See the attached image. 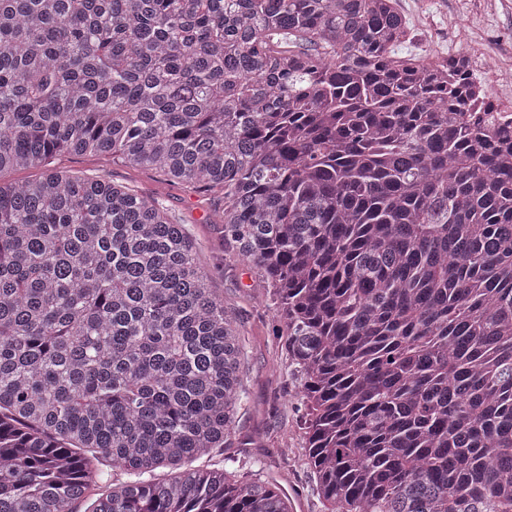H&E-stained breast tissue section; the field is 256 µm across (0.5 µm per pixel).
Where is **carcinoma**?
Masks as SVG:
<instances>
[{
    "mask_svg": "<svg viewBox=\"0 0 512 512\" xmlns=\"http://www.w3.org/2000/svg\"><path fill=\"white\" fill-rule=\"evenodd\" d=\"M395 0H0V512H291L196 467L240 333L164 196L265 277L330 512H512V152ZM129 480L114 483L115 471ZM57 165L77 175L106 173L119 183H127L145 194L154 193L159 187L161 176L153 171H134L105 157L70 155L56 161Z\"/></svg>",
    "mask_w": 512,
    "mask_h": 512,
    "instance_id": "carcinoma-1",
    "label": "carcinoma"
}]
</instances>
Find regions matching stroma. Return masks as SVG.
<instances>
[{
    "mask_svg": "<svg viewBox=\"0 0 512 512\" xmlns=\"http://www.w3.org/2000/svg\"><path fill=\"white\" fill-rule=\"evenodd\" d=\"M399 2L411 24L425 28L428 35L416 44L397 48V55L456 53L474 45L490 57L512 55L511 10L486 12L471 28L466 24L471 0ZM59 165L77 175L108 174L113 181L145 194L161 188L158 173L134 171L105 157L71 155L60 159ZM165 190L172 215L191 232L200 259L244 338V385L235 433L223 453L213 454L212 463L230 471L244 468L251 479L277 481L294 512H328L315 473L305 460V407L278 324L264 301L267 281L231 260L232 245L222 225L205 223L208 210L220 206L218 197L187 193L177 186Z\"/></svg>",
    "mask_w": 512,
    "mask_h": 512,
    "instance_id": "obj_1",
    "label": "stroma"
}]
</instances>
